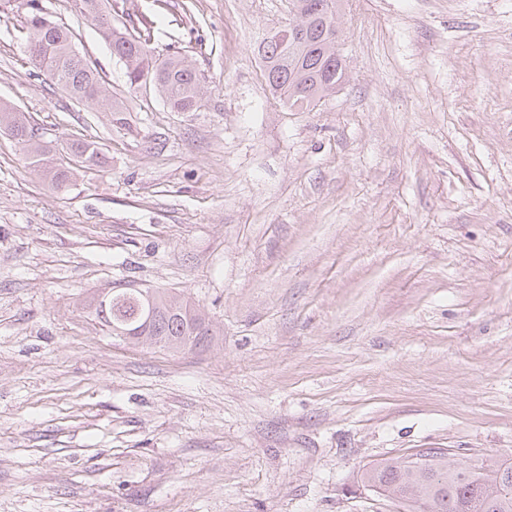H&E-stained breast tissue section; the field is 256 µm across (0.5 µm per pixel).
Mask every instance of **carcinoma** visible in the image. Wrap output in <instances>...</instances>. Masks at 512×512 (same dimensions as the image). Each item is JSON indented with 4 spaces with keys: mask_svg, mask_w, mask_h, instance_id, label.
<instances>
[{
    "mask_svg": "<svg viewBox=\"0 0 512 512\" xmlns=\"http://www.w3.org/2000/svg\"><path fill=\"white\" fill-rule=\"evenodd\" d=\"M37 0H26L23 29L27 44H41L47 52L46 76L64 89L77 103H96L105 112H126L125 102L112 95L93 62L74 49L70 27L50 19ZM300 9L299 19L304 36L285 40L272 35L257 47L266 69L265 78L282 105L308 110L336 92L343 66L331 38L336 12H327L328 3L340 0H293ZM82 13L93 16L103 28L112 47V55L125 67L126 84L133 92L148 87L159 95L172 112H193L201 107L202 88L192 64L177 53L160 54L150 47V34L126 26H114L104 17L101 0H81ZM0 130L8 132L23 146L31 165L38 167L50 157L60 156L51 171V184L62 190L71 184L77 170L102 164L103 155L93 142L68 140L57 149L38 140L28 119L6 102H0ZM152 300L153 316L145 323L137 316L147 304L142 293L121 288L112 293L107 304L95 294L89 308L107 331L119 327L138 331L146 337L144 345L172 351L187 348V341L204 349L214 331L206 316L182 299L158 289H145ZM364 484L376 492L398 501L405 512H420L430 503V512H512V462L494 461L486 466L469 467L446 458L428 462L414 479H406L396 459L364 467Z\"/></svg>",
    "mask_w": 512,
    "mask_h": 512,
    "instance_id": "obj_1",
    "label": "carcinoma"
}]
</instances>
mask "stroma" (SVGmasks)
<instances>
[{
	"label": "stroma",
	"instance_id": "1",
	"mask_svg": "<svg viewBox=\"0 0 512 512\" xmlns=\"http://www.w3.org/2000/svg\"><path fill=\"white\" fill-rule=\"evenodd\" d=\"M123 122L37 73L0 11V100L105 155L55 191L0 132V512H402L363 466L512 459V0H343L341 90L266 85L288 0H104L179 51L203 102ZM133 284L199 308L209 348L118 342L85 307Z\"/></svg>",
	"mask_w": 512,
	"mask_h": 512
}]
</instances>
